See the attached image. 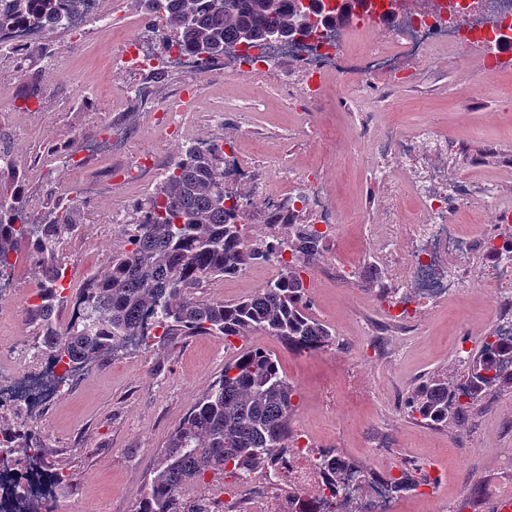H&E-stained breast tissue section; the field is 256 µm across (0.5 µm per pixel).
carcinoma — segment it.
<instances>
[{
  "label": "carcinoma",
  "instance_id": "1",
  "mask_svg": "<svg viewBox=\"0 0 512 512\" xmlns=\"http://www.w3.org/2000/svg\"><path fill=\"white\" fill-rule=\"evenodd\" d=\"M55 0H11L0 14V26L21 20L33 27L59 21ZM167 12L171 32L193 54L211 57L230 41L256 43L276 34L285 39L312 35L343 24L354 0H148ZM224 152L213 145L186 147L155 196L136 207L137 220L126 232V246L112 257L109 272L92 277L75 294L73 319L63 328L55 322L63 295L61 272L53 264L57 244L79 228L73 208L61 210L50 224L26 223L20 192L12 181L0 180V264L9 266L16 241L43 262L39 303L27 309L26 324L35 329L37 346L73 372L94 358L148 338L145 317H156L162 329L158 344L186 336H222L224 341L264 333L288 348L325 349L336 336L307 313L303 280L307 260L321 254V239L307 225L279 224L270 240H253L242 224L240 195L225 190L220 163ZM230 200V207L224 200ZM288 250L293 261L281 262L280 273L251 295L227 303L201 296L195 288L211 278L234 277L249 266L267 261L272 251ZM467 378L448 376L423 381L406 400L410 416L434 429L465 422L483 394L512 384L489 353V337L463 363ZM296 387L279 370L271 354L250 347L224 371L190 409L161 450L151 478L136 494L132 512H205L202 499L190 493L208 475L237 477L262 469L295 442L293 417ZM23 435L12 454L23 455L40 474L50 467L39 433L22 425ZM338 483L358 479L362 468L343 461L332 466ZM310 493L288 486V512H305ZM18 512H51L45 501L17 496Z\"/></svg>",
  "mask_w": 512,
  "mask_h": 512
}]
</instances>
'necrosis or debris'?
<instances>
[{
    "mask_svg": "<svg viewBox=\"0 0 512 512\" xmlns=\"http://www.w3.org/2000/svg\"><path fill=\"white\" fill-rule=\"evenodd\" d=\"M59 24L71 37L80 39L96 31L111 30L112 0H58ZM51 36L50 29L13 23L0 28V51L11 50L15 58L39 53ZM512 40V0H367L366 9L356 11L330 37H303L259 43L249 47L229 45L223 55L195 57L182 50L170 35L164 12L149 13L123 41L118 71L123 91L147 99L157 82L171 74L184 78L176 103L165 107L162 120L177 130L179 112L197 107L201 81L211 74L234 78L248 73L261 79L273 75L283 61H291L300 73L293 100L314 105L335 90L336 103L353 111L364 94H378L396 84L411 81L401 69L404 56L425 57L438 48L463 49L473 45H501ZM374 157L373 175L389 181L392 172L408 178V198L428 221L409 225L402 244H394L387 225L371 230L373 252L366 263L377 271L382 284L397 286L398 301L383 309L382 321L391 326L414 325L419 316L450 291H462L468 282L463 275L449 276L448 269L461 255L474 251L489 253L492 266L483 286L512 278V210L499 214L498 224L473 235L449 218L475 212L479 205L464 174L449 175V154H463L459 142L448 139L434 127L418 133L394 132L366 143ZM312 217L314 230L335 237L340 217L327 205L321 184L299 176L287 197L286 208L271 209L278 223H286L298 212ZM74 378L65 376L63 366L49 362L36 348L18 353L13 365L0 364V409L28 417L48 413L74 393ZM385 459L369 470L367 495H338L336 512H351L357 502L361 512H397L389 481L396 475ZM300 489L326 488L331 479L322 463L321 449L308 434L297 437L294 448L269 465L265 475L252 479L246 489L227 482L222 494L224 512H267L266 486L275 481ZM46 485L22 474L11 461L8 449L0 447V512H11L15 495L44 491Z\"/></svg>",
    "mask_w": 512,
    "mask_h": 512,
    "instance_id": "obj_1",
    "label": "necrosis or debris"
}]
</instances>
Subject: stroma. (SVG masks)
<instances>
[{
	"label": "stroma",
	"mask_w": 512,
	"mask_h": 512,
	"mask_svg": "<svg viewBox=\"0 0 512 512\" xmlns=\"http://www.w3.org/2000/svg\"><path fill=\"white\" fill-rule=\"evenodd\" d=\"M144 7V0H112L110 35L89 38L83 46H72L66 34H53L50 52L40 63L61 77L62 89L70 94L67 105L51 104L35 115L0 116V150L14 156L13 171L29 221L44 220L57 208L63 186L78 195L74 217L79 229L66 236L56 252L62 287L73 294L90 277L109 272L113 255L124 248L135 204L153 196L167 172L152 171L134 185L113 179L108 193L100 197L80 196L83 184L103 180L105 168L134 165L144 151L168 158L198 140L220 144L235 133L240 137V161L259 174L322 170L329 199L343 223L337 237L324 243L321 267L310 269L306 277L309 313L332 328L347 353L337 356L331 347L302 355L277 337L259 333L230 345L220 336H190L165 347L150 338L99 357L82 371L72 399L31 418L48 461L74 475L54 487V512H130L170 434L225 363L249 346L272 354L296 386L295 429L309 430L361 466L373 464L374 446L384 439L393 444L392 462L440 460L446 483L439 499L419 502L402 495V512H483L500 495L512 492V390L486 393L463 425L445 429L418 423L396 404L398 396H410L427 376L462 377L465 368L454 352L457 341L467 339L474 348L482 336L496 330L494 306L501 293L481 285L491 267L489 257L480 252L465 255L461 263L474 291L438 304L412 332L384 336L389 355L374 359L366 344V323L380 317L381 310L367 281L355 287L339 281L331 276L330 265L339 261L361 266L369 251L368 225L423 223V214L407 198L403 179L381 184L372 177L366 157L353 146L357 129L352 113L329 100L304 112L291 109L288 87L298 74L287 61L273 81L261 83L248 75L204 81L203 100L224 99L223 122L202 108L184 113L178 136L162 138L139 99L123 96L111 83L119 44ZM479 54L476 48L433 51L419 79L392 89L385 101L360 102L361 108L382 114L373 136L389 128L413 132L429 123L463 143L465 157L449 155V170H466L473 190L491 183L497 192L494 207L474 218L459 217V224L474 234L495 224L500 209L512 208V104L504 102V91L512 85V62L503 72L482 75L475 101L462 100L454 92L471 74ZM116 102L123 103L124 110L122 128L112 135L111 157L73 174L51 164L56 145L74 136L93 141ZM13 261V293L0 306L4 360L15 358L21 345L33 339L21 319L41 279L26 249H19ZM277 274L270 264L253 265L235 277L206 280L201 291L236 301Z\"/></svg>",
	"instance_id": "35a3bbf8"
}]
</instances>
